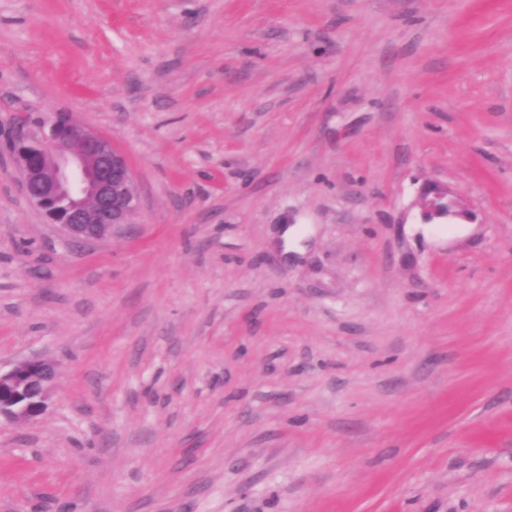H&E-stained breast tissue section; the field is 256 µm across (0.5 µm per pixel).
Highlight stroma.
I'll list each match as a JSON object with an SVG mask.
<instances>
[{"label": "stroma", "mask_w": 512, "mask_h": 512, "mask_svg": "<svg viewBox=\"0 0 512 512\" xmlns=\"http://www.w3.org/2000/svg\"><path fill=\"white\" fill-rule=\"evenodd\" d=\"M30 112L111 139L132 223L62 241L5 163ZM32 358L0 512H512V0H0ZM54 378V367L40 358L26 360L6 371L0 368V416L32 419L40 415Z\"/></svg>", "instance_id": "obj_1"}]
</instances>
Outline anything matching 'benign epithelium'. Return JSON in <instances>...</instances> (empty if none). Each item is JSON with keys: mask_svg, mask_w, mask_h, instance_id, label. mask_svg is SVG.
Masks as SVG:
<instances>
[{"mask_svg": "<svg viewBox=\"0 0 512 512\" xmlns=\"http://www.w3.org/2000/svg\"><path fill=\"white\" fill-rule=\"evenodd\" d=\"M11 130L9 164L22 193L68 241H97L132 223L137 184L110 139L63 113L35 121L19 114ZM54 378V367L40 358L0 369V416L40 415Z\"/></svg>", "mask_w": 512, "mask_h": 512, "instance_id": "1", "label": "benign epithelium"}]
</instances>
